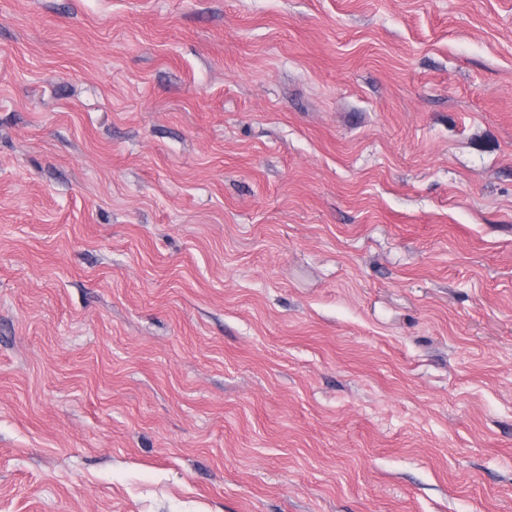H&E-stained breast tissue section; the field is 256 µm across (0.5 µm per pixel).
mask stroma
I'll list each match as a JSON object with an SVG mask.
<instances>
[{
  "instance_id": "obj_1",
  "label": "stroma",
  "mask_w": 512,
  "mask_h": 512,
  "mask_svg": "<svg viewBox=\"0 0 512 512\" xmlns=\"http://www.w3.org/2000/svg\"><path fill=\"white\" fill-rule=\"evenodd\" d=\"M0 512H512V0H0Z\"/></svg>"
}]
</instances>
